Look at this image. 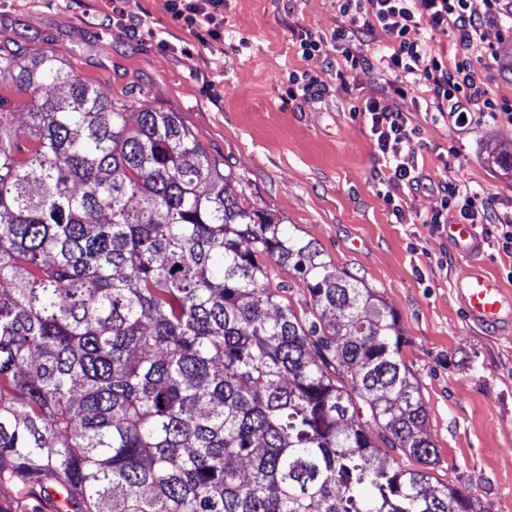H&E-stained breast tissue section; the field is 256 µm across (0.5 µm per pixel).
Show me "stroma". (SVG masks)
<instances>
[{"label": "stroma", "mask_w": 512, "mask_h": 512, "mask_svg": "<svg viewBox=\"0 0 512 512\" xmlns=\"http://www.w3.org/2000/svg\"><path fill=\"white\" fill-rule=\"evenodd\" d=\"M136 28L112 21V0H0V46L62 54L68 71L109 100L146 99L179 113L234 175L228 193L271 210L318 244L336 275L356 273L399 318L402 358L427 410L434 477L476 512H512V328L488 333L466 321L454 291L468 259L445 229L424 221L442 188L462 180L512 202V124L464 130L433 119L423 80L408 89L406 149L421 184L405 191L406 223L379 194L368 128L349 109L379 80L365 68L319 69L322 94L291 98L306 71L300 29L331 36L336 0H224V38L202 43L167 0H127ZM455 150L443 165L441 155ZM0 512H56L16 479L0 480Z\"/></svg>", "instance_id": "stroma-1"}]
</instances>
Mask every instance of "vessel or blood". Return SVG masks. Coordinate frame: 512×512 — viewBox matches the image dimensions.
Instances as JSON below:
<instances>
[{"instance_id":"vessel-or-blood-1","label":"vessel or blood","mask_w":512,"mask_h":512,"mask_svg":"<svg viewBox=\"0 0 512 512\" xmlns=\"http://www.w3.org/2000/svg\"><path fill=\"white\" fill-rule=\"evenodd\" d=\"M448 242L470 258L454 283L467 320L479 328L495 331L512 325V292L475 260L479 242L474 226L449 225Z\"/></svg>"}]
</instances>
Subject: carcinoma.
I'll return each mask as SVG.
<instances>
[{
  "label": "carcinoma",
  "instance_id": "carcinoma-1",
  "mask_svg": "<svg viewBox=\"0 0 512 512\" xmlns=\"http://www.w3.org/2000/svg\"><path fill=\"white\" fill-rule=\"evenodd\" d=\"M0 78L32 100L21 126L0 101V478L59 512H472L432 484L374 289L228 194L178 113L128 112L51 50L0 49ZM263 262L270 270V287L275 288L278 284H288L290 288L287 289V292L283 293L284 300L288 301L299 313L303 309L308 310L306 305L307 302L309 303L307 289L291 271H288V267L278 266L266 257L263 259Z\"/></svg>",
  "mask_w": 512,
  "mask_h": 512
}]
</instances>
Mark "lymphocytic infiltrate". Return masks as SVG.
Listing matches in <instances>:
<instances>
[{
    "instance_id": "1",
    "label": "lymphocytic infiltrate",
    "mask_w": 512,
    "mask_h": 512,
    "mask_svg": "<svg viewBox=\"0 0 512 512\" xmlns=\"http://www.w3.org/2000/svg\"><path fill=\"white\" fill-rule=\"evenodd\" d=\"M343 23L331 37L301 29L298 49L310 70L293 74L291 83L302 94L318 86L313 66L329 61L337 53L345 70L369 68L388 77L390 98L376 95L352 107L353 117L362 119L370 131L381 161L376 178L396 221H404L401 189H415L420 178L403 160V151L422 135L409 122L405 107L407 86L416 73H423L426 86L440 116L460 128L512 123V105L498 101L482 74L474 69L470 52L479 49L482 27L487 21L502 23L512 33V0H484L483 13H476L470 0H336ZM168 10L189 27H205L211 39L224 35V0H168ZM453 33L451 49L435 47V34ZM382 41L384 52L370 59L363 45ZM457 211L467 224H491L504 250H512V214L499 213L496 198L481 188L451 184L445 188L441 207L428 221L447 223L449 211Z\"/></svg>"
}]
</instances>
